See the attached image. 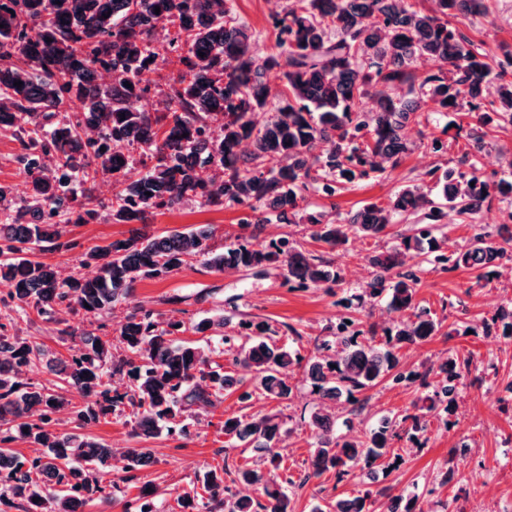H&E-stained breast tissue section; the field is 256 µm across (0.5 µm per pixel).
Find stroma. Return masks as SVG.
I'll use <instances>...</instances> for the list:
<instances>
[{
  "label": "stroma",
  "mask_w": 512,
  "mask_h": 512,
  "mask_svg": "<svg viewBox=\"0 0 512 512\" xmlns=\"http://www.w3.org/2000/svg\"><path fill=\"white\" fill-rule=\"evenodd\" d=\"M486 17L471 20L458 18L457 25L487 53L503 56L512 52V0H488ZM226 21L243 24L253 34V50L258 57L277 51L273 17L276 13L269 0H226ZM475 118L463 112L438 114L434 104H427L420 123L411 125L408 137L414 149L396 166L370 178L345 185L335 196L308 193L309 210L332 215H346L368 202L384 203L401 187L415 183L428 193H435L436 178L445 169L454 168L483 178L512 176V126L502 125L491 130L482 151L470 150L467 128ZM20 151L11 131L0 130V186L13 198L28 192L29 179L15 157ZM508 209L507 203L492 198L475 218L465 219L448 211L444 233L449 249L465 245L479 227L497 230ZM249 210L237 204L223 208L205 207L191 202L174 210H160L149 217V230L159 234L168 230L187 232L200 226L213 230L216 248L236 244L246 235L243 225ZM422 218L412 215L392 225L386 236L369 239L350 235L346 245L336 250L313 241L307 225L273 224L258 235L257 241L268 244L270 239L284 235L301 251L323 257L341 270V279L333 290L308 288L292 290L283 284L280 269L256 275L250 272L226 270L215 272L194 261L164 278L138 280L105 322V330L116 334L125 316L142 307L166 314L171 310L170 298H181L182 318L187 326L185 341L202 345L213 363L241 378L244 387H252L254 375L236 365L227 354L223 339L240 332L244 320L265 321L276 328L278 345L309 355L313 339L339 318L349 316L360 328L389 325L384 300L354 307L361 295L365 279H355L351 270L366 266L373 251L389 247L398 235L410 233ZM128 225L100 221L72 227L70 236L78 243L77 251L34 252V259L56 265L62 274H69L77 252L127 237ZM410 269L420 272L417 300L441 320L443 332L432 340L405 348L402 362L410 369L425 370L438 356L459 353L470 357L464 377V388L455 413L447 419H430L422 449H407L399 469L377 473L372 485L375 492L374 512H386L392 497L417 493L427 495L430 504H449L452 512H485V485L494 486L499 512H512V405L507 404L506 386L512 382V339L485 335L484 321L490 320L499 308L512 303V261L503 262L497 277L478 279L469 269L419 268L410 261ZM12 316L20 336L44 345L52 354L69 355L78 346L74 333L93 330L94 325L80 316H68V335H60L55 322L28 318L17 308L0 307V317ZM213 321L206 334L193 329L200 319ZM419 384L395 385L381 381L376 387L359 394L358 400L342 407V433L363 436L380 418L414 412L425 396ZM316 396L303 377H296L289 399L269 400L254 395L249 402L238 399L237 392L223 398L199 417L189 438L180 439L159 433L150 438L133 435L130 417L115 415L85 427L84 432L113 451L151 449L154 462L135 471L133 478L124 479L121 470L100 473L102 485L113 486L111 497L100 499L86 507L85 512H125L126 502L135 500L144 485L156 487L163 512H180L177 498L184 492L201 491L198 477L213 468L235 474L242 467L259 464L252 449L235 446L225 436L222 425L233 415L275 414L286 432L278 444L282 457L280 477L293 479L288 494L292 512H329L336 499L352 498L363 491V484L350 477L337 481L333 473L312 476V454L316 446V430L308 417ZM457 464L460 482L433 487L449 464Z\"/></svg>",
  "instance_id": "35a3bbf8"
}]
</instances>
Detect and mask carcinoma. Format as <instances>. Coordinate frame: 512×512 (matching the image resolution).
I'll return each instance as SVG.
<instances>
[{
    "mask_svg": "<svg viewBox=\"0 0 512 512\" xmlns=\"http://www.w3.org/2000/svg\"><path fill=\"white\" fill-rule=\"evenodd\" d=\"M223 0H0V130L20 142L16 161L29 176V192L15 202L0 188L1 302L52 319L62 312L107 317L141 278H162L200 261L207 268L264 273L278 265L291 288L331 286L339 272L331 262L306 255L282 237L266 249L248 241L215 252L213 232L145 231L155 210H172L188 201L224 207L230 199L251 210L244 223L261 231L279 224H307L311 238L335 250L350 234L376 239L398 219L428 210L438 221L443 209L474 215L493 196L512 200V179H482L447 170L433 200L417 184L399 189L386 204L367 203L341 219L303 207L302 191L312 186L336 193V178L364 179L398 162L412 147L406 129L419 122L422 102L441 112L467 110L477 122L512 124V56L496 60L451 19L486 15L485 0H433L428 14L418 0H294L275 19L277 55L257 58L253 34L245 25L224 22ZM160 13H155V7ZM171 30L168 48L179 53L183 68L164 72L166 54L153 46L157 26ZM204 56H199V53ZM419 60L437 65L423 77ZM285 66L283 105L267 114L275 98L264 77ZM148 71L159 73L154 86L142 84ZM22 86H16V82ZM154 93L159 112L136 110L133 103ZM79 111L73 112V105ZM329 145L324 153L317 148ZM206 168L229 171L215 187L201 177ZM112 180L116 192L104 201L97 179ZM136 224L127 238L95 246L82 254L90 275L62 276L58 268L26 253L70 251L67 227L99 219ZM437 226L422 225L396 243L367 257L374 276L363 301L389 293V310L408 313L383 331L352 329L341 318L331 338L316 339L309 357L270 343L276 333L260 322L244 324L253 335L224 344L235 363L253 371L256 389L270 399L292 394V368L298 367L319 403L311 414L317 428L312 476L334 472L341 481L359 470L373 479L376 467L393 471L403 439L424 444L427 416L453 411L470 359L450 353L425 371L400 365V350L427 342L442 324L416 303L418 276L401 271L408 259L429 254L453 269L496 272L512 259V234L491 239L486 231L469 245L448 253ZM184 322L159 319L150 309L129 313L119 327L127 355L112 354V343L82 333L81 347L55 360L52 371L63 385L77 389L74 403L46 387L19 381L23 369L41 362V344L0 322V506L18 512H76L103 496L96 473L112 466V449L89 435L49 429L62 415L79 425L96 423L130 406L134 430L152 437L161 429L190 436L195 411L213 404L239 381L212 366L208 355L179 339ZM485 335L512 338V306L502 307L483 324ZM439 376L419 412L388 416L363 437L339 432L340 399L356 395L388 378L413 384L429 373ZM125 375L124 392L112 378ZM39 416L33 422L30 417ZM282 422L275 414L229 417L224 434L265 453L266 468L237 470L239 483L261 489L256 498L224 485V469L205 473L207 496L186 492L183 512H291L286 486L278 480L276 445ZM28 440L48 452L31 459L13 450ZM124 472L153 463L149 448H128ZM372 491L336 500L332 512H372Z\"/></svg>",
    "mask_w": 512,
    "mask_h": 512,
    "instance_id": "obj_1",
    "label": "carcinoma"
}]
</instances>
